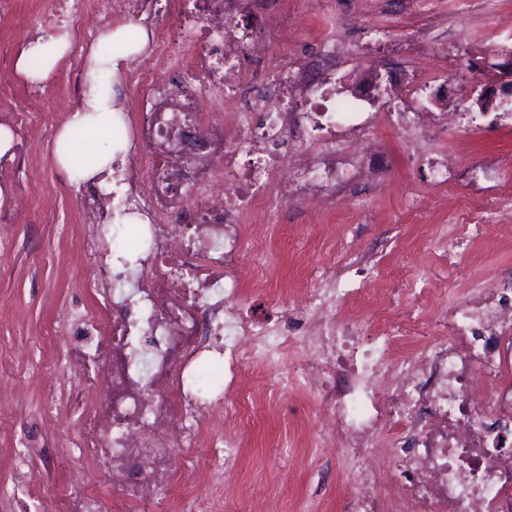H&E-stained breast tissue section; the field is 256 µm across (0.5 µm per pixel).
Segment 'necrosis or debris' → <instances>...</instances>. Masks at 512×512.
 Returning <instances> with one entry per match:
<instances>
[{
  "instance_id": "1",
  "label": "necrosis or debris",
  "mask_w": 512,
  "mask_h": 512,
  "mask_svg": "<svg viewBox=\"0 0 512 512\" xmlns=\"http://www.w3.org/2000/svg\"><path fill=\"white\" fill-rule=\"evenodd\" d=\"M181 17L193 6L196 25L173 31L155 25L151 43L128 78L145 106L130 111L115 137L146 144L153 175L138 178L115 165L136 225V268L111 300L85 310L80 321L112 358L77 386L105 384L112 402L88 407L80 439L85 481L107 474L124 494L97 512H235L226 478L241 446L226 421L243 422L246 390L275 403L297 391L319 402L322 424L312 436L314 460L333 458L356 481L339 495L341 512H512V286L486 282L463 295L422 279L409 290L414 308L397 313V291L378 293L367 282L379 273L377 253L347 247L321 264L296 297L269 285L274 254L268 215L273 202L305 197L323 206L352 197L351 177L338 176L336 151H313L307 124L328 135H364L369 119L355 99L323 103L303 58L275 76L280 97L256 102L243 88L254 75L244 54L264 58L270 43L287 42L291 20L273 13L265 30L239 24L224 0H44L31 21L0 41V64L33 31H69L96 38L87 17L122 21L154 18L158 4ZM204 44L191 56L185 39ZM85 61L72 51L68 70L52 83L0 93L25 142L52 138L50 93L81 90ZM181 70L231 116L203 112L192 95L168 82ZM291 92L308 94L310 112L288 111ZM108 195L92 183L77 190L79 218L91 242L85 261L111 277L104 238ZM281 309L275 322L253 305ZM368 317H344L354 303ZM222 337L224 383L207 402L187 382L213 337ZM418 346L406 350L410 338ZM208 446L206 462L193 451Z\"/></svg>"
}]
</instances>
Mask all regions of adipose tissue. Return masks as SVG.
<instances>
[{
	"mask_svg": "<svg viewBox=\"0 0 512 512\" xmlns=\"http://www.w3.org/2000/svg\"><path fill=\"white\" fill-rule=\"evenodd\" d=\"M69 46L67 36H48L22 49L16 62L18 74L29 81L47 80L57 63L63 58ZM89 75L91 81L84 93L82 103L68 115L64 125L56 135L54 158L70 179L79 181H94L101 175L112 172V161L119 150L118 145L109 143L96 149L95 160L82 169H74L69 157V145L74 132H94L111 127L118 123L121 116L114 106L117 92L112 85L103 83L98 75L102 72L115 71L117 58L113 55H103L90 51L88 55Z\"/></svg>",
	"mask_w": 512,
	"mask_h": 512,
	"instance_id": "obj_1",
	"label": "adipose tissue"
}]
</instances>
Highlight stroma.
Returning <instances> with one entry per match:
<instances>
[{"instance_id": "stroma-1", "label": "stroma", "mask_w": 512, "mask_h": 512, "mask_svg": "<svg viewBox=\"0 0 512 512\" xmlns=\"http://www.w3.org/2000/svg\"><path fill=\"white\" fill-rule=\"evenodd\" d=\"M287 11L295 31L287 44H273L264 63L273 68L294 55L319 56L331 33L327 10L354 17L341 38L352 54L325 82V94H353L370 112L436 111L447 100V123L432 120L417 133L420 160H413L404 134L382 125L384 146L354 198L319 210L296 200L274 204L272 223L304 234L303 247L272 238L280 260L271 287H304L325 257L346 241L376 250L384 272L373 289L401 288L418 275L456 295L483 282L512 277V105L481 110L475 89L492 84L502 53L512 51V0H271ZM379 92H372V84ZM448 155L447 186L434 185L431 162ZM12 182L29 195L31 208L12 224H0V381L12 393L0 400V512H43L52 498L83 483L79 438L84 407L62 382L66 370L84 372L97 361L93 341L76 348L78 313L98 303L94 272L83 265V226L75 186L58 168L51 146L27 161ZM464 232L440 260L431 239ZM321 412L315 398L297 392L259 410L240 426L242 512H267L255 496L273 479L285 501L320 498L326 512H339L337 491L351 475L335 461L310 469L309 445ZM44 477L41 488L21 481L18 463Z\"/></svg>"}]
</instances>
